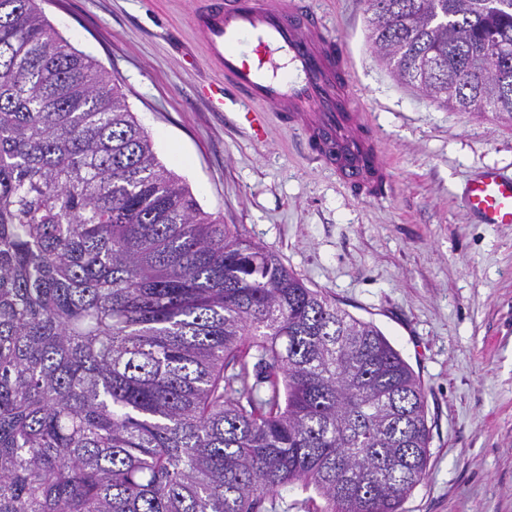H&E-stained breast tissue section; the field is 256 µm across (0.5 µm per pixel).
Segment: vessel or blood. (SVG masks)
Returning <instances> with one entry per match:
<instances>
[{"mask_svg":"<svg viewBox=\"0 0 512 512\" xmlns=\"http://www.w3.org/2000/svg\"><path fill=\"white\" fill-rule=\"evenodd\" d=\"M194 23L256 137H263L264 109L272 107L281 124L302 131L340 183L368 199L394 191L342 42L303 0H207ZM465 202L481 223L512 224V177L483 170L468 181Z\"/></svg>","mask_w":512,"mask_h":512,"instance_id":"b4317fda","label":"vessel or blood"}]
</instances>
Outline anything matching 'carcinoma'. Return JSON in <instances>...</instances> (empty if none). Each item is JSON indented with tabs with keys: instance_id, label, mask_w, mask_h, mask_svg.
Returning a JSON list of instances; mask_svg holds the SVG:
<instances>
[{
	"instance_id": "carcinoma-1",
	"label": "carcinoma",
	"mask_w": 512,
	"mask_h": 512,
	"mask_svg": "<svg viewBox=\"0 0 512 512\" xmlns=\"http://www.w3.org/2000/svg\"><path fill=\"white\" fill-rule=\"evenodd\" d=\"M368 11L395 78L512 121V0ZM430 443L383 332L203 211L119 85L0 0V512H260L286 485L403 512Z\"/></svg>"
}]
</instances>
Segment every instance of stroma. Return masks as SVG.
Returning <instances> with one entry per match:
<instances>
[{"label": "stroma", "instance_id": "1", "mask_svg": "<svg viewBox=\"0 0 512 512\" xmlns=\"http://www.w3.org/2000/svg\"><path fill=\"white\" fill-rule=\"evenodd\" d=\"M198 0H37L120 86L203 211L277 254L308 287L373 322L427 391L430 460L404 512H512V225L466 211L469 178L512 174V123L455 112L400 84L367 35V0H308L337 33L392 165L395 191L358 197L268 119L256 140L196 34Z\"/></svg>", "mask_w": 512, "mask_h": 512}]
</instances>
